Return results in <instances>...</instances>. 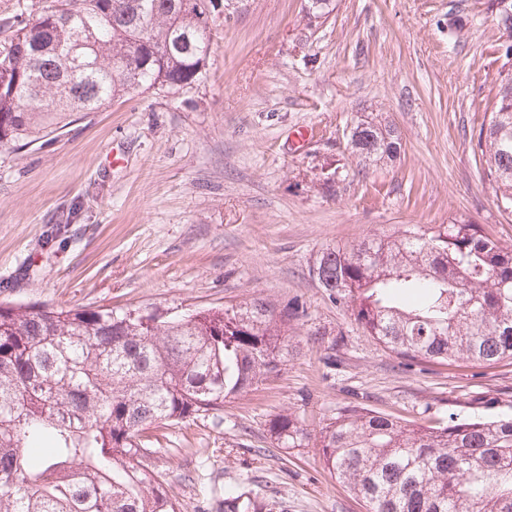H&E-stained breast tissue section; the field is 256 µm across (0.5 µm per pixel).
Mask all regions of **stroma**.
Instances as JSON below:
<instances>
[{
	"mask_svg": "<svg viewBox=\"0 0 512 512\" xmlns=\"http://www.w3.org/2000/svg\"><path fill=\"white\" fill-rule=\"evenodd\" d=\"M189 89L61 112L0 145V302L189 313L253 297L308 313L281 375L201 416L148 429L152 469L180 512H364L317 449L280 448L269 421L318 432L337 408L423 426L512 415V364L403 368L311 275L321 253L465 217L512 244L470 143L505 62L490 0H232ZM391 115L403 147L358 172L344 131ZM306 127L308 142L294 131ZM342 169L341 191L323 186ZM302 10L311 22L327 20L336 10V0H304Z\"/></svg>",
	"mask_w": 512,
	"mask_h": 512,
	"instance_id": "1",
	"label": "stroma"
}]
</instances>
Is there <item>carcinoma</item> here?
Returning <instances> with one entry per match:
<instances>
[{
	"mask_svg": "<svg viewBox=\"0 0 512 512\" xmlns=\"http://www.w3.org/2000/svg\"><path fill=\"white\" fill-rule=\"evenodd\" d=\"M512 31V0H493ZM219 0H44L0 45V143L40 114L97 112L190 88L210 54ZM336 0H304L310 21ZM359 171L394 162L388 115L346 134ZM498 203L512 208V70L471 139ZM331 302L407 366L512 362V245L468 218L328 248L312 269ZM305 310L254 297L188 318L155 310L0 303V512H177L153 474L158 423L221 412L279 376ZM282 448L312 442L365 512H512V416L419 426L350 402L312 437L276 415Z\"/></svg>",
	"mask_w": 512,
	"mask_h": 512,
	"instance_id": "cac0c4a2",
	"label": "carcinoma"
}]
</instances>
